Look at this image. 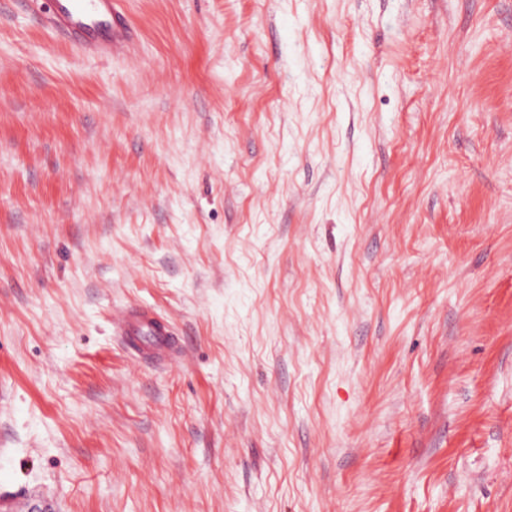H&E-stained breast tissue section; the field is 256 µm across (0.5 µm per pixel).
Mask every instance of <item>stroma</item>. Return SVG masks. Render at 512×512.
<instances>
[{"instance_id":"obj_1","label":"stroma","mask_w":512,"mask_h":512,"mask_svg":"<svg viewBox=\"0 0 512 512\" xmlns=\"http://www.w3.org/2000/svg\"><path fill=\"white\" fill-rule=\"evenodd\" d=\"M120 6L0 0V506L512 512V0ZM52 1L57 32L90 56L110 58L133 36L117 8L118 0ZM121 335L138 354H146L149 358L164 361L168 359L178 341L172 327L148 309H131L119 319ZM150 336L152 341L144 351L140 344V336Z\"/></svg>"}]
</instances>
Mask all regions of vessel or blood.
Listing matches in <instances>:
<instances>
[{"label": "vessel or blood", "mask_w": 512, "mask_h": 512, "mask_svg": "<svg viewBox=\"0 0 512 512\" xmlns=\"http://www.w3.org/2000/svg\"><path fill=\"white\" fill-rule=\"evenodd\" d=\"M117 4L118 0H53V25L88 55L109 58L133 36ZM119 328L135 353L154 360L168 359L178 344L172 327L144 308L126 311Z\"/></svg>", "instance_id": "1"}]
</instances>
